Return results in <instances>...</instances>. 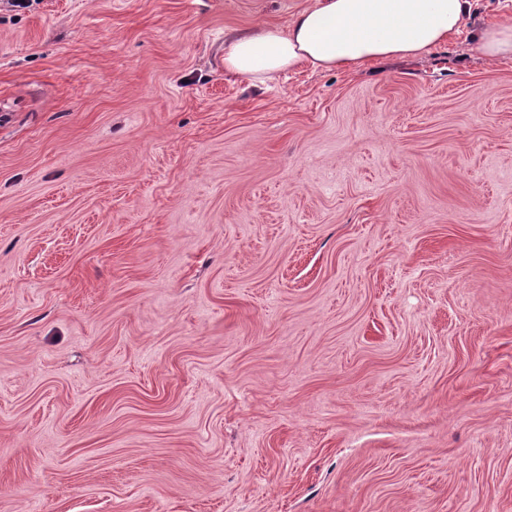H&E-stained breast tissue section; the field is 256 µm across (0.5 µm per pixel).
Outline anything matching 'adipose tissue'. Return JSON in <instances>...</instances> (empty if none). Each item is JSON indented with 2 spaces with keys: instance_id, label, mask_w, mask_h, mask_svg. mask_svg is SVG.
<instances>
[{
  "instance_id": "adipose-tissue-1",
  "label": "adipose tissue",
  "mask_w": 512,
  "mask_h": 512,
  "mask_svg": "<svg viewBox=\"0 0 512 512\" xmlns=\"http://www.w3.org/2000/svg\"><path fill=\"white\" fill-rule=\"evenodd\" d=\"M472 9V0H314L287 29L226 38L224 71L264 84L304 65L336 71L418 59L467 26Z\"/></svg>"
}]
</instances>
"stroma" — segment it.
I'll use <instances>...</instances> for the list:
<instances>
[{
    "label": "stroma",
    "mask_w": 512,
    "mask_h": 512,
    "mask_svg": "<svg viewBox=\"0 0 512 512\" xmlns=\"http://www.w3.org/2000/svg\"><path fill=\"white\" fill-rule=\"evenodd\" d=\"M312 2L0 11V512H512V0L225 74ZM472 49L490 62L509 55L512 56V23L483 28Z\"/></svg>",
    "instance_id": "stroma-1"
}]
</instances>
